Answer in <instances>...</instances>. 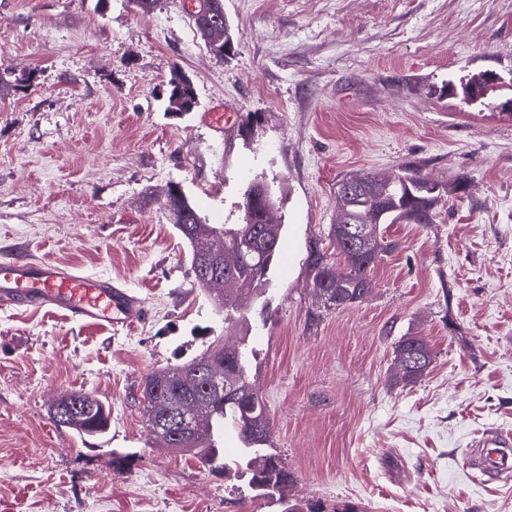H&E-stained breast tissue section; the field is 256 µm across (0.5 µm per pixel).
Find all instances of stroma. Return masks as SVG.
I'll list each match as a JSON object with an SVG mask.
<instances>
[{
  "label": "stroma",
  "instance_id": "obj_1",
  "mask_svg": "<svg viewBox=\"0 0 512 512\" xmlns=\"http://www.w3.org/2000/svg\"><path fill=\"white\" fill-rule=\"evenodd\" d=\"M232 55L181 0H0V250L105 276L147 318L95 327L0 307V512H283L235 474L161 449L144 376L212 340L246 338L249 375L289 492L361 512H512V481L465 467L484 430L512 432V0H223ZM495 74L485 101L445 82ZM188 77L194 112L168 110ZM230 108L228 132L209 112ZM419 167L449 187L435 223L386 224L397 251L362 301L324 309L307 277L337 184ZM269 183L283 248L247 324L225 330L164 198L238 224ZM466 183L464 197L452 187ZM429 342L422 381H393L401 336ZM83 390L112 406L84 446L48 409Z\"/></svg>",
  "mask_w": 512,
  "mask_h": 512
}]
</instances>
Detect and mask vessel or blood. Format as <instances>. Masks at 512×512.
I'll list each match as a JSON object with an SVG mask.
<instances>
[{"instance_id": "b4317fda", "label": "vessel or blood", "mask_w": 512, "mask_h": 512, "mask_svg": "<svg viewBox=\"0 0 512 512\" xmlns=\"http://www.w3.org/2000/svg\"><path fill=\"white\" fill-rule=\"evenodd\" d=\"M0 307L51 310L74 323L104 327L127 325L147 314L144 302L101 277H87L30 256H0ZM471 469L488 479L512 468V434L494 428L478 440Z\"/></svg>"}]
</instances>
